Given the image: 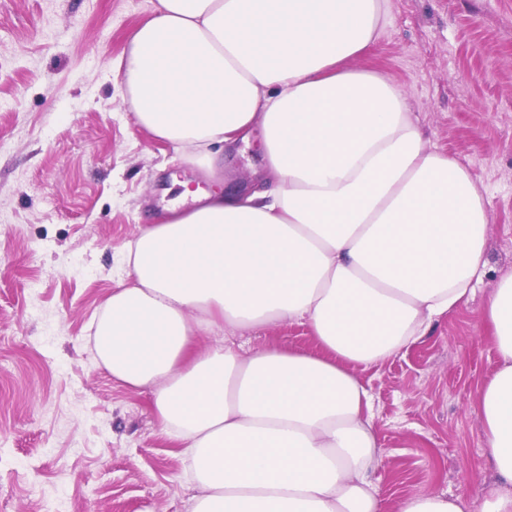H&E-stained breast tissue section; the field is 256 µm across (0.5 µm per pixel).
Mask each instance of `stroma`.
Instances as JSON below:
<instances>
[{
  "label": "stroma",
  "instance_id": "stroma-1",
  "mask_svg": "<svg viewBox=\"0 0 512 512\" xmlns=\"http://www.w3.org/2000/svg\"><path fill=\"white\" fill-rule=\"evenodd\" d=\"M156 0H0V512H191L200 490L159 431L149 390L94 360L92 322L128 287L126 244L210 180L141 127L117 75ZM355 67L399 84L429 145L488 203L489 271L416 343L353 372L371 398L382 512L438 492L480 512V386L498 367L479 313L512 273V0H390ZM262 130L226 173L266 182ZM243 354H321L308 325L243 332Z\"/></svg>",
  "mask_w": 512,
  "mask_h": 512
}]
</instances>
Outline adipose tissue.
<instances>
[{
    "mask_svg": "<svg viewBox=\"0 0 512 512\" xmlns=\"http://www.w3.org/2000/svg\"><path fill=\"white\" fill-rule=\"evenodd\" d=\"M388 0H158L119 60L138 124L214 181L125 253L132 284L95 325L98 362L152 394L202 494L193 512H381L365 388L350 365L425 335L487 274L485 198L432 150L401 87L352 67ZM264 132L271 187L222 178ZM307 323L326 357L196 333ZM499 367L479 391L496 474L483 512H512V274L481 313Z\"/></svg>",
    "mask_w": 512,
    "mask_h": 512,
    "instance_id": "ef3b65f1",
    "label": "adipose tissue"
}]
</instances>
